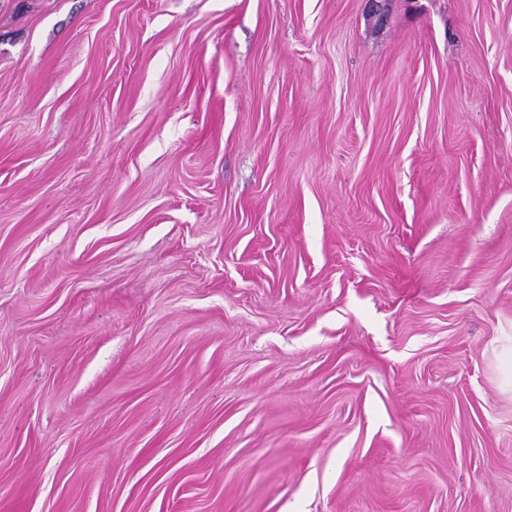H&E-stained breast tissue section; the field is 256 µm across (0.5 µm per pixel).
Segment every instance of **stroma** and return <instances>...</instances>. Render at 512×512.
<instances>
[{"instance_id":"stroma-1","label":"stroma","mask_w":512,"mask_h":512,"mask_svg":"<svg viewBox=\"0 0 512 512\" xmlns=\"http://www.w3.org/2000/svg\"><path fill=\"white\" fill-rule=\"evenodd\" d=\"M0 0V512H512V0Z\"/></svg>"}]
</instances>
